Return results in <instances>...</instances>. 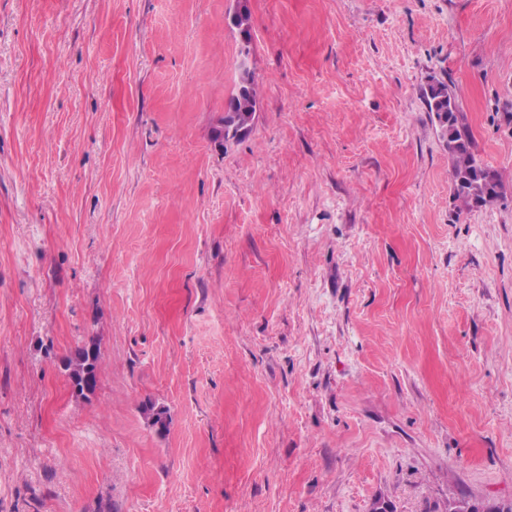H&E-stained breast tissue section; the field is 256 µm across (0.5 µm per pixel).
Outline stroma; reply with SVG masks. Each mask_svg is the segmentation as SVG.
<instances>
[{
	"mask_svg": "<svg viewBox=\"0 0 512 512\" xmlns=\"http://www.w3.org/2000/svg\"><path fill=\"white\" fill-rule=\"evenodd\" d=\"M247 5L244 58L237 0H0V512H499L512 0ZM432 77L491 206L454 208ZM256 110V99L253 89V75L247 71L240 73L236 92L228 99L225 107L227 116L224 125V138L231 132L232 136L249 130ZM99 351L94 341H89L79 347L74 356L69 357L64 365L67 378L74 393L80 397H86L82 383L87 376L92 377V391L97 385V367Z\"/></svg>",
	"mask_w": 512,
	"mask_h": 512,
	"instance_id": "1",
	"label": "stroma"
}]
</instances>
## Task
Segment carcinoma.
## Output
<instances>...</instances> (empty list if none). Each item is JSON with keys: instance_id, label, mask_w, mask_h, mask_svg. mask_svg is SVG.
Wrapping results in <instances>:
<instances>
[{"instance_id": "1", "label": "carcinoma", "mask_w": 512, "mask_h": 512, "mask_svg": "<svg viewBox=\"0 0 512 512\" xmlns=\"http://www.w3.org/2000/svg\"><path fill=\"white\" fill-rule=\"evenodd\" d=\"M421 96L431 121L436 124L443 144L448 149L457 212L497 202L504 193L503 182L499 174L474 150L471 130L455 97L448 91V85L433 79L421 89ZM255 110L253 75L247 71L240 74L236 92L226 103L224 136L231 133L236 135L249 129ZM98 360V347L92 340L79 347L74 356L67 359L64 368L76 395L85 396L82 383L86 377L90 376L92 382H97Z\"/></svg>"}]
</instances>
